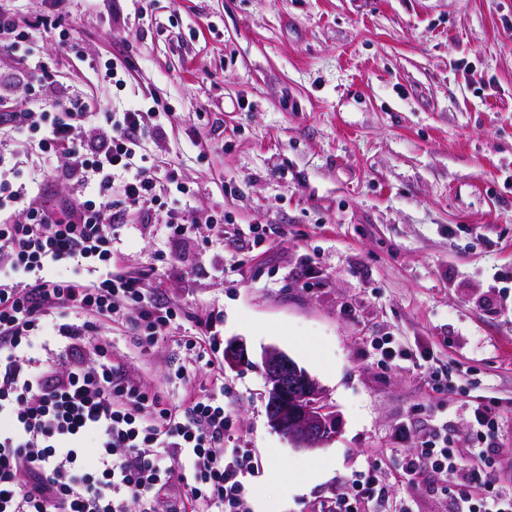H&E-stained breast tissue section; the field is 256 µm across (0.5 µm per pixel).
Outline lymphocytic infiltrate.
<instances>
[{
    "label": "lymphocytic infiltrate",
    "mask_w": 512,
    "mask_h": 512,
    "mask_svg": "<svg viewBox=\"0 0 512 512\" xmlns=\"http://www.w3.org/2000/svg\"><path fill=\"white\" fill-rule=\"evenodd\" d=\"M146 119L137 109L100 116L89 97L73 95L0 114L14 135L64 158L63 178L96 189L92 198L53 197L0 182V212L9 214L0 220V512H128L132 503L156 512L175 481L203 512H251L246 479L256 465L248 449L225 448L233 417L217 394L180 407L127 378L111 344L90 342L100 322L124 320L146 348L180 313L148 273L112 266L121 211L113 193L148 224L161 188L186 192L163 158L137 155ZM87 126L91 136L80 139ZM494 407L475 403L466 446L433 431L402 460L408 478L438 475L452 512H512V491L496 477ZM377 472H357L320 512H370Z\"/></svg>",
    "instance_id": "f902f5d3"
}]
</instances>
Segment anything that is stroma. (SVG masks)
I'll list each match as a JSON object with an SVG mask.
<instances>
[{
    "instance_id": "obj_1",
    "label": "stroma",
    "mask_w": 512,
    "mask_h": 512,
    "mask_svg": "<svg viewBox=\"0 0 512 512\" xmlns=\"http://www.w3.org/2000/svg\"><path fill=\"white\" fill-rule=\"evenodd\" d=\"M27 47L0 68L44 73L63 96L151 113L144 153L192 191L195 241L125 213L114 260L145 271L181 313L147 349L101 325L112 358L181 403L211 393L187 337L221 318V366L235 426L252 450V512H316L366 462L380 512H450L439 482L402 476L423 427L470 435L468 403L496 402L501 486L512 487V0H0ZM54 13L68 30L32 29ZM119 82L106 80L107 66ZM33 144L0 136V177L43 171ZM223 213V226L207 224ZM427 353L436 389L407 360L381 366L371 341ZM287 354L319 383L337 432L292 447L270 425L262 357ZM187 372L189 383L177 375ZM408 425L407 442L394 437ZM288 472V482L270 478Z\"/></svg>"
}]
</instances>
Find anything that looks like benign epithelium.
I'll return each mask as SVG.
<instances>
[{
  "instance_id": "7a95c632",
  "label": "benign epithelium",
  "mask_w": 512,
  "mask_h": 512,
  "mask_svg": "<svg viewBox=\"0 0 512 512\" xmlns=\"http://www.w3.org/2000/svg\"><path fill=\"white\" fill-rule=\"evenodd\" d=\"M246 361L247 353L240 345L232 343L224 352V362L232 368ZM263 368L270 425L299 449L313 450L332 440L335 423L322 405L318 382L280 351L266 352Z\"/></svg>"
}]
</instances>
